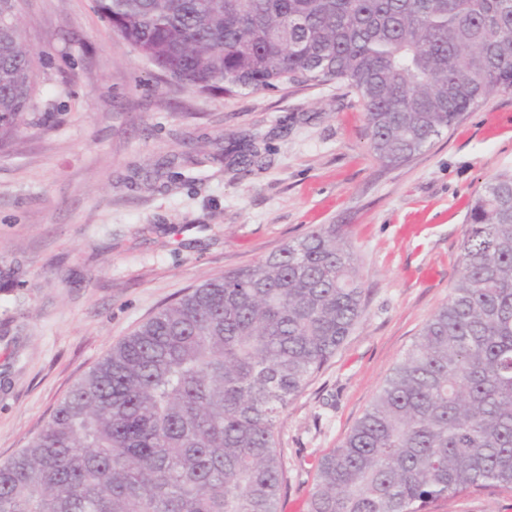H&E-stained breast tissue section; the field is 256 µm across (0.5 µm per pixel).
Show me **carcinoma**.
Instances as JSON below:
<instances>
[{
	"label": "carcinoma",
	"mask_w": 512,
	"mask_h": 512,
	"mask_svg": "<svg viewBox=\"0 0 512 512\" xmlns=\"http://www.w3.org/2000/svg\"><path fill=\"white\" fill-rule=\"evenodd\" d=\"M0 0V148L27 124L38 61ZM186 88L226 95L342 81L370 147L402 164L512 91V0H95ZM459 277L343 445L308 512H425L512 489V173L467 218ZM339 226L205 280L86 374L0 464V512H279L277 421L361 316Z\"/></svg>",
	"instance_id": "1"
}]
</instances>
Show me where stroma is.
<instances>
[{
    "instance_id": "1",
    "label": "stroma",
    "mask_w": 512,
    "mask_h": 512,
    "mask_svg": "<svg viewBox=\"0 0 512 512\" xmlns=\"http://www.w3.org/2000/svg\"><path fill=\"white\" fill-rule=\"evenodd\" d=\"M20 15L45 66L32 124L0 150V272L19 270L0 275V463L161 307L338 224L362 314L278 421L280 512H307L320 460L448 301L473 199L512 170V91L389 166L344 84L199 94L112 32L94 0H20ZM428 510L512 512V491Z\"/></svg>"
}]
</instances>
